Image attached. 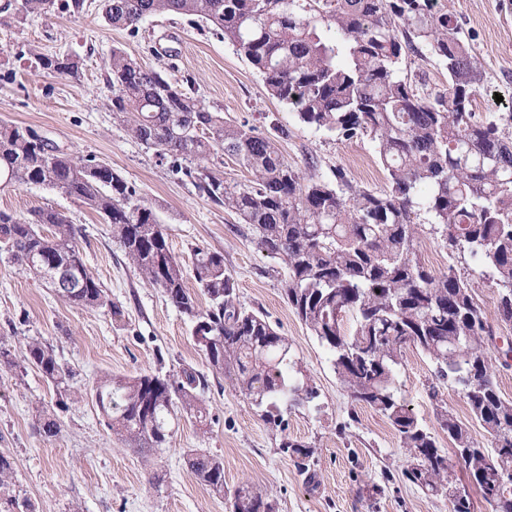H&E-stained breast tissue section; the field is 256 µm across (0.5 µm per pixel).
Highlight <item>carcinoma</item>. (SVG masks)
Instances as JSON below:
<instances>
[{"instance_id": "cac0c4a2", "label": "carcinoma", "mask_w": 512, "mask_h": 512, "mask_svg": "<svg viewBox=\"0 0 512 512\" xmlns=\"http://www.w3.org/2000/svg\"><path fill=\"white\" fill-rule=\"evenodd\" d=\"M55 0H15L0 25L54 8ZM102 15L132 34L149 17L179 14L211 23L259 73L267 93L298 121L340 139L368 137L388 186L369 190L336 170V184L305 178L273 136L230 123L188 85L170 81L120 48L104 63L112 118L131 138L172 164L198 194L236 214L256 248L285 264L288 306L328 350L353 403L384 416L407 452L404 481L448 499V458L435 436L398 395L396 372L413 348L433 365L429 396L441 430L492 512H512V399L504 397L493 362L495 326L512 324V115L480 118L472 109L482 66L461 26L438 0H102ZM30 56L43 69L78 81L82 62L71 55ZM437 60L448 85L427 87L412 75V58ZM244 168L242 183L224 174V157ZM0 184H43L61 190L112 226L124 256L161 289L191 324V337L212 370L224 375L276 426L282 412L310 402L316 391L298 379L288 339L259 308L240 301L224 255L197 249L186 285L153 208L112 165L75 158L30 126L0 122ZM428 216L430 233L449 254L481 256L485 276L500 288L494 320L476 301L471 281L450 265L435 273L417 257L413 215ZM83 228L49 207L25 215L0 210V254L40 279L69 272L58 297L73 306L112 310L107 290L87 268L79 247ZM208 300L199 309L198 296ZM353 319L352 331L345 322ZM23 361L56 386L70 371L52 346L33 340ZM455 386L489 444L473 437L439 395ZM208 379L191 370L107 374L95 399L107 426L143 457L165 446L173 425L203 423L201 393ZM281 452L308 466L311 446L283 436ZM185 464L216 495H224V462L201 449ZM14 462L0 453V492ZM229 512H278L275 499L249 487L228 497Z\"/></svg>"}]
</instances>
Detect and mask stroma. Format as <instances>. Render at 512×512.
<instances>
[{
    "instance_id": "35a3bbf8",
    "label": "stroma",
    "mask_w": 512,
    "mask_h": 512,
    "mask_svg": "<svg viewBox=\"0 0 512 512\" xmlns=\"http://www.w3.org/2000/svg\"><path fill=\"white\" fill-rule=\"evenodd\" d=\"M439 6L458 20L483 66L474 112L481 117L512 114V0H439ZM31 45L47 54L79 56L84 61L81 81L40 68L27 53ZM115 47L174 81L192 77L198 97L236 123L262 132L276 123L287 125L290 133L277 145L304 175L331 184L341 169L362 187L386 186L369 139L340 140L299 123L268 96L244 56L205 21L155 16L133 36L109 26L93 0L76 17L58 6L0 26V56L9 70L8 78L0 80V120L31 126L73 156L110 162L153 206L170 250L184 264H191L197 249L222 252L241 302L264 310L287 337L296 370L318 392L312 403L286 414V429L266 424L248 398L212 371L191 338L186 317L130 267L111 225L55 188L0 189V209L24 214L49 206L82 225L83 259L123 309L117 320L105 308L69 305L32 274L0 259V340L17 358L31 340L52 345L73 372L62 393L35 367L0 366V453L15 461L11 493L27 497L35 512H226L223 497L185 465L187 450L202 448L223 458L225 489L244 485L260 490L277 500L279 512H449L447 500L428 497L403 481L406 451L387 420L366 406L352 409L326 349L284 298L288 273L282 261L259 252L234 214L199 196L169 162L113 120L103 61ZM417 249L433 270L455 263L473 279L487 314H494L498 290L482 276L478 258H449L425 224L418 228ZM185 369L208 380L202 395L206 422L180 421L165 448L141 457L105 425L95 387L107 374L131 378ZM431 379L429 360L408 349L397 375L398 391L436 434L453 483L464 486L467 472L427 395ZM42 414L56 420L55 436L39 431ZM285 435L312 446L308 472L281 453Z\"/></svg>"
}]
</instances>
